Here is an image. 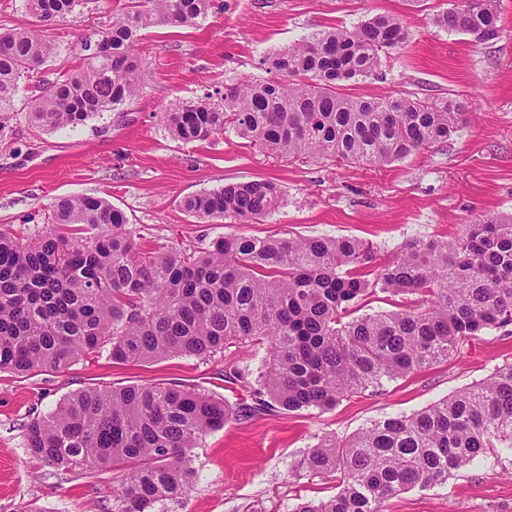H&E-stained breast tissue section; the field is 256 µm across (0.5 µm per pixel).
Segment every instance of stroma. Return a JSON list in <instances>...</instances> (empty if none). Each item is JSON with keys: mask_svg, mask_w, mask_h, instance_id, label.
<instances>
[{"mask_svg": "<svg viewBox=\"0 0 512 512\" xmlns=\"http://www.w3.org/2000/svg\"><path fill=\"white\" fill-rule=\"evenodd\" d=\"M193 28L144 31L139 52L151 63L143 93L122 112L74 128L32 125L23 103L0 130V229L24 238L44 231L59 197L92 195L123 210L145 240L199 248L227 234L354 237L371 242L377 264L413 238H452L461 225L512 212V0H500L501 33L480 44L434 22L446 0H216ZM119 0H92L77 17L58 19V44L47 72L79 64L81 43L108 21ZM400 16L407 43L384 57L374 76L348 82L354 95L418 93L468 105L450 140L389 164L333 159H276L233 134L202 142L171 138L160 116L168 102L200 96L232 80L265 77L260 58L329 26ZM270 179L283 191L265 221L229 224L185 214V197L218 186ZM263 346H226L204 360L175 357L117 364L107 355L62 371L19 376L0 372V512H112L117 478L108 469L61 471L33 458L31 418L88 388L176 382L232 403L254 402L252 388L230 377V364L257 371ZM512 363V335L484 333L459 355L386 383L381 394L344 398L334 409L269 410L208 433L195 453L199 467L180 498L153 512H286L297 499L333 496V480L296 475L321 437L346 438L372 421L410 414ZM385 512H512V454L484 457L447 484L391 498Z\"/></svg>", "mask_w": 512, "mask_h": 512, "instance_id": "35a3bbf8", "label": "stroma"}]
</instances>
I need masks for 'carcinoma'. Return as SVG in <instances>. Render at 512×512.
Masks as SVG:
<instances>
[{
	"label": "carcinoma",
	"instance_id": "1",
	"mask_svg": "<svg viewBox=\"0 0 512 512\" xmlns=\"http://www.w3.org/2000/svg\"><path fill=\"white\" fill-rule=\"evenodd\" d=\"M27 27L0 30V112L32 82L35 126L57 130L123 108L144 89L150 62L140 32L190 28L214 0H127L82 63L40 76L57 50L48 22L75 17L91 0H24ZM499 0H450L438 26L479 43L499 37ZM403 19L376 14L351 29L327 27L275 50L246 77L196 100L171 102L161 119L186 143L233 131L276 157L381 164L448 139L467 105L455 97L353 96L342 83L373 75L406 42ZM109 44L98 54L96 42ZM266 179L188 196L199 220L257 222L282 203ZM416 296L397 310L358 314L377 293ZM512 214L463 225L452 241L417 238L376 264L369 242L347 237L259 238L230 234L206 249L147 248L125 213L94 196L50 206L45 231L23 240L0 231V371H60L106 351L117 363L212 358L228 344H264L255 404L233 406L177 384L90 388L31 419L27 449L60 470L121 473L112 512H148L187 493L193 449L210 431L264 408L336 407L344 397L406 377L461 352L481 332L511 335ZM501 449L512 453V363L408 416L371 423L346 440L326 436L300 469L337 480V492L288 512H383L391 497L442 485L452 472Z\"/></svg>",
	"mask_w": 512,
	"mask_h": 512
}]
</instances>
